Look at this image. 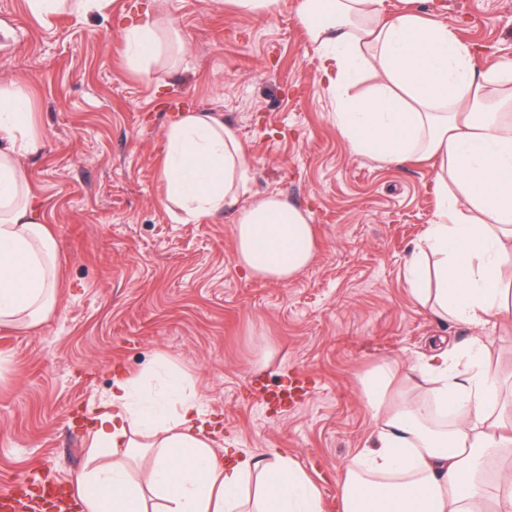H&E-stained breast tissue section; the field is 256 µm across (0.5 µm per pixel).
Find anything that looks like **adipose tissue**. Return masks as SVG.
<instances>
[{"instance_id": "adipose-tissue-1", "label": "adipose tissue", "mask_w": 512, "mask_h": 512, "mask_svg": "<svg viewBox=\"0 0 512 512\" xmlns=\"http://www.w3.org/2000/svg\"><path fill=\"white\" fill-rule=\"evenodd\" d=\"M296 18L321 61L319 83L336 103V127L354 155L393 164L435 158L432 224L407 265L414 299L475 327L512 314V119L487 106L488 88L512 84V64L478 71L474 48L443 22L382 0H298ZM130 65L150 73L183 51L172 22L146 19L125 33ZM167 201L185 221L233 212L237 264L286 282L309 265L307 213L275 195L239 206L250 163L236 131L209 112L165 130ZM41 141L21 91L0 88V325L29 329L57 305L55 244L41 221L23 156ZM481 337L422 357L413 383L429 397H398L395 368L364 380L380 420L374 447L344 471L343 512H512V400L481 363ZM93 465L76 480L82 512H322L305 470L283 454L232 460L211 445L193 381L168 358L112 379L91 431ZM151 460L132 477L131 464Z\"/></svg>"}]
</instances>
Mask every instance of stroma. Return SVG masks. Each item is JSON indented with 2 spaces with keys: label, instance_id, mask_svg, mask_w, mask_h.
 <instances>
[{
  "label": "stroma",
  "instance_id": "stroma-1",
  "mask_svg": "<svg viewBox=\"0 0 512 512\" xmlns=\"http://www.w3.org/2000/svg\"><path fill=\"white\" fill-rule=\"evenodd\" d=\"M297 0L269 17L226 0H112L103 13L35 17L0 0V86L22 91L39 152L24 158L58 262V303L33 329L0 326V489L49 468L74 485L112 371L162 353L194 380L227 458L281 451L340 512L336 477L377 423L362 380L407 373L474 328L435 319L406 265L436 212L433 166L354 155L317 81ZM185 44L145 75L123 31L152 6ZM496 72L512 62V0H415ZM221 115L251 165L250 193L310 213V264L281 283L243 274L230 217L179 223L164 203V132L179 112ZM484 359L512 384V324L488 325Z\"/></svg>",
  "mask_w": 512,
  "mask_h": 512
}]
</instances>
